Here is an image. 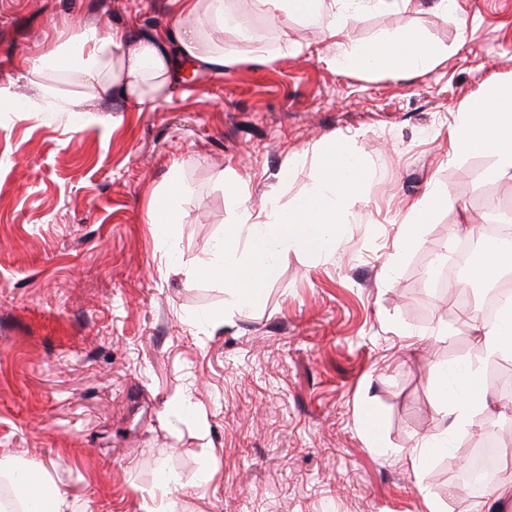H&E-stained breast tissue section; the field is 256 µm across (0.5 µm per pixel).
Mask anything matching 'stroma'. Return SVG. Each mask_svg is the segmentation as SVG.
<instances>
[{
    "instance_id": "35a3bbf8",
    "label": "stroma",
    "mask_w": 512,
    "mask_h": 512,
    "mask_svg": "<svg viewBox=\"0 0 512 512\" xmlns=\"http://www.w3.org/2000/svg\"><path fill=\"white\" fill-rule=\"evenodd\" d=\"M439 18L423 0L367 12L347 45L413 29L444 52L413 74L340 69L338 50L257 0H231L255 40L225 34L245 62L186 69L142 111L98 102L94 121L18 112L21 53L41 54L76 17L160 29L169 0H0V453L65 492L73 512H142L161 474L171 512H462L458 473L512 403L489 382L479 429L448 431L431 366L482 374L485 350L459 288L430 293L425 273L457 225L488 221L487 196L512 216V181L490 155H448V124L491 81L512 80V0H459ZM272 59L260 65L255 55ZM343 135L369 171L335 251L280 255L257 303L223 309V283L187 277L243 203L290 207ZM180 184L182 221L155 236L152 199ZM450 202L402 238L427 184ZM189 398L200 416L177 409ZM453 446L425 468L421 442Z\"/></svg>"
}]
</instances>
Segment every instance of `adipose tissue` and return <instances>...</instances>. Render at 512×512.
I'll return each mask as SVG.
<instances>
[{
	"label": "adipose tissue",
	"mask_w": 512,
	"mask_h": 512,
	"mask_svg": "<svg viewBox=\"0 0 512 512\" xmlns=\"http://www.w3.org/2000/svg\"><path fill=\"white\" fill-rule=\"evenodd\" d=\"M272 20L306 22L322 20L321 31L334 45H342L350 23L365 9L387 11L398 0H259ZM172 26L143 34L128 25L103 26L79 19L61 35V41L35 58H25L27 80L46 100H57L44 83L46 72L70 74L90 99L112 100L140 106L165 97L186 67L217 74L241 64V57L225 52L224 34L249 41L253 22L231 11L227 0H174ZM206 17L210 33L195 21ZM443 56L438 46L418 33L405 30L382 41L351 47L342 60L347 70L373 72L404 70L422 74L436 67ZM450 153H488L496 162L493 179L512 180V83H491L479 103L466 106L449 126ZM442 368L432 370L430 388L436 399L453 409V429L472 427L475 408L481 407V389L473 374L463 376L456 389L441 380Z\"/></svg>",
	"instance_id": "1"
}]
</instances>
